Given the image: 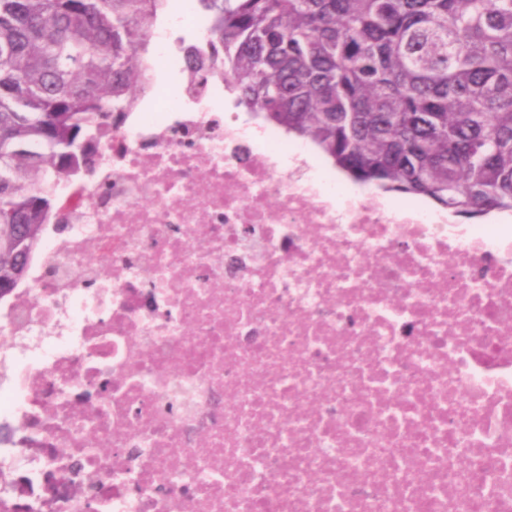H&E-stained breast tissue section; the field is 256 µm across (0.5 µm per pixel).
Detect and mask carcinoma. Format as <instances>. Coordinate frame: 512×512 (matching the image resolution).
<instances>
[{
  "label": "carcinoma",
  "mask_w": 512,
  "mask_h": 512,
  "mask_svg": "<svg viewBox=\"0 0 512 512\" xmlns=\"http://www.w3.org/2000/svg\"><path fill=\"white\" fill-rule=\"evenodd\" d=\"M167 0H0V301L84 148L132 114ZM185 57L350 179L468 219L512 213V0H194Z\"/></svg>",
  "instance_id": "1"
}]
</instances>
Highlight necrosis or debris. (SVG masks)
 <instances>
[{
  "label": "necrosis or debris",
  "instance_id": "necrosis-or-debris-1",
  "mask_svg": "<svg viewBox=\"0 0 512 512\" xmlns=\"http://www.w3.org/2000/svg\"><path fill=\"white\" fill-rule=\"evenodd\" d=\"M146 96L0 311V512H512V225Z\"/></svg>",
  "mask_w": 512,
  "mask_h": 512
}]
</instances>
